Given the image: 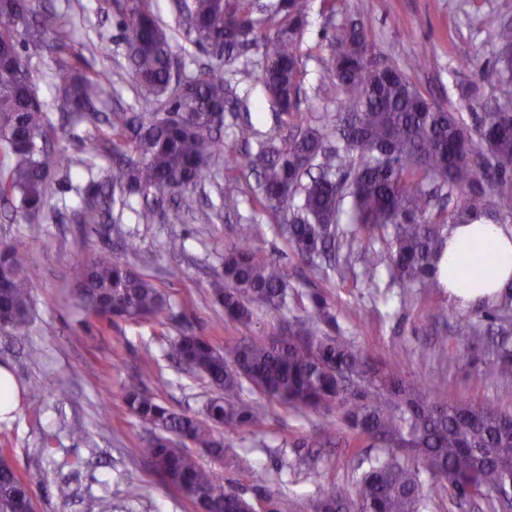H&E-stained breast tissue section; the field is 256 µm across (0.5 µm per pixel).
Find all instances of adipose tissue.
<instances>
[{"mask_svg": "<svg viewBox=\"0 0 512 512\" xmlns=\"http://www.w3.org/2000/svg\"><path fill=\"white\" fill-rule=\"evenodd\" d=\"M476 249L492 257L490 265L478 277L471 273L466 262ZM440 281L449 297L465 306L490 299L512 284V227L493 223L454 226Z\"/></svg>", "mask_w": 512, "mask_h": 512, "instance_id": "adipose-tissue-1", "label": "adipose tissue"}]
</instances>
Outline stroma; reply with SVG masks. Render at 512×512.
<instances>
[{
  "instance_id": "obj_1",
  "label": "stroma",
  "mask_w": 512,
  "mask_h": 512,
  "mask_svg": "<svg viewBox=\"0 0 512 512\" xmlns=\"http://www.w3.org/2000/svg\"><path fill=\"white\" fill-rule=\"evenodd\" d=\"M46 2L83 43L86 63L110 68L121 94L104 104V111L115 106L146 111L134 92L116 0ZM303 5L307 25L301 45L299 113L289 117L276 112L258 80L261 46L245 49L228 73L234 102L225 111L223 140L225 149L241 162L235 172L242 190L236 212L216 213L224 189L220 161L212 166L205 185L207 203L180 224L159 216L144 223L137 214L142 201L136 197L114 201V223L104 235L87 224L16 221L0 205V243L27 249L30 255L25 274L32 322L24 341L0 333V365L11 370L21 391L17 410L0 421V452L32 485L36 512H84L90 498L100 501L103 512H194L140 457L138 450L150 429L127 413L125 383L151 369L147 384L163 404L204 415L215 391L207 379L172 359L171 342L186 332L207 336L219 346L245 336H266L278 332L283 321L307 320L315 294L335 310V335L355 348L397 364L406 377L443 375L445 398L499 402L496 381L477 377L470 362L491 349L490 337L473 336L467 327L471 308L454 304L444 288L404 293L393 286L378 295L357 262L344 277L329 268L312 270L274 233L279 218L259 205L256 178L246 160L251 140L281 145L298 124L314 127L334 120L343 94L327 71L329 39L351 21L362 24L377 52L399 62L426 96L459 109L471 130H478L502 91L491 76L497 67V44L492 33L473 25L471 18L492 12L512 23V0H303ZM156 8L172 34L183 76L194 75L208 54L185 39L175 0H156ZM421 55L430 65L418 70L412 63ZM97 135L88 124L57 126V141L77 164L70 175H59L49 210L67 215L79 205L77 189L87 180L80 161L89 157ZM245 235L262 257L279 262L288 272L292 296L285 319L260 310L248 324H231L213 302L211 283L222 270L224 247ZM127 239L137 246L131 265L167 298L169 312L163 323L96 320L76 298V262L103 246L120 249ZM173 240L182 242V249L168 251ZM33 347L41 351L35 360L28 355ZM62 377L69 381L63 392L57 388ZM103 414L110 419L105 428L98 425ZM223 437V458L197 448L193 454L199 463L232 481L247 498H286L294 502L295 512H312L321 489L354 490L361 474L348 447L351 433L333 413L298 415L269 402L260 426L227 431ZM60 482L69 484V499L58 497Z\"/></svg>"
}]
</instances>
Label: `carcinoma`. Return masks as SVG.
Returning a JSON list of instances; mask_svg holds the SVG:
<instances>
[{"label":"carcinoma","mask_w":512,"mask_h":512,"mask_svg":"<svg viewBox=\"0 0 512 512\" xmlns=\"http://www.w3.org/2000/svg\"><path fill=\"white\" fill-rule=\"evenodd\" d=\"M155 0H129L122 23L128 61L152 111L98 106L112 99L110 70L81 68L80 49L52 10L37 12L32 0H0V200L15 205L27 221L46 218L56 192V176L71 170L66 147L54 145L48 113L57 112L98 130L112 166L94 176L95 157L83 161L88 181L81 206L72 214L80 224L109 223L112 194L154 195L140 217L149 224L165 195L169 224L182 222L199 202L196 189L212 161L224 155L225 169L239 168L223 153L221 131L231 85L224 67L239 49L254 42L265 19L284 15L285 23L265 38L261 80L287 115L298 111L304 29L300 0L266 4V18L254 16L252 0H177L185 11L186 39L215 62L183 82L171 68V35L157 16ZM486 28L500 49L503 79L512 82V25L494 14L472 19ZM328 72L344 94L338 123L296 126L282 146L261 141L248 161L259 175L264 209L288 215L277 231L302 260L315 262L343 248L358 251L364 274L386 267L401 288H437L438 265L457 224L512 219V99L507 97L484 121L479 138L462 113L427 98L392 59L377 56L366 32L355 22L330 38ZM51 53L50 104L36 95L22 50ZM334 136L336 173H311ZM440 188L459 191L462 202L437 207ZM235 178L224 179L222 208L238 210ZM28 254L0 245V331L16 340L30 334V288L24 275ZM224 281L212 287L224 322L251 321L253 306L274 314L288 307V275L275 261L260 257L243 237L224 248ZM83 309L99 319L162 323L169 307L164 294L131 264L109 249L82 258L74 270ZM502 322L492 353L478 375L499 382L512 399V294L490 305ZM313 320L329 324L332 308L312 297ZM178 360L207 378L216 390L206 415L177 413L144 388L139 373L125 387L127 411L152 427L140 456L194 512H254L255 503L230 482L200 465L187 444L214 457L224 454L221 430L238 431L263 422L262 404L244 398L250 386L268 400L297 413L336 411L353 432L356 455L367 441L378 453L356 484L355 494L324 489L313 512H426L432 485L440 482L460 500L489 501L498 512L512 498V412L495 404L473 405L442 396L443 377L404 378L337 337L301 326L263 338H240L218 347L190 332L172 345ZM0 512H35L30 484L0 454Z\"/></svg>","instance_id":"carcinoma-1"}]
</instances>
